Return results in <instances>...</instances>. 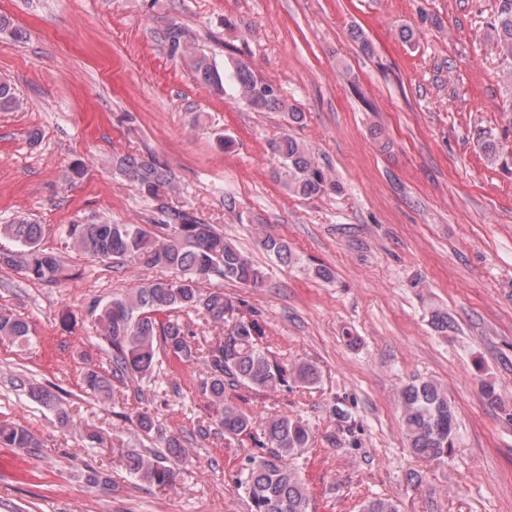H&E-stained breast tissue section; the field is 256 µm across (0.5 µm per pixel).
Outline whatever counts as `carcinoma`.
Segmentation results:
<instances>
[{
	"instance_id": "obj_1",
	"label": "carcinoma",
	"mask_w": 512,
	"mask_h": 512,
	"mask_svg": "<svg viewBox=\"0 0 512 512\" xmlns=\"http://www.w3.org/2000/svg\"><path fill=\"white\" fill-rule=\"evenodd\" d=\"M496 48L506 63V75L512 84V0L503 5L494 20ZM163 42L170 58L186 64L196 80L217 93L231 89L233 98L247 106L272 112H285L299 124L304 113L288 103L280 88L256 75L241 60L219 72L213 59L195 47L187 27L171 19L163 29ZM21 106L15 89L0 80V110ZM277 174L283 177L288 193L306 198L336 192L340 185L321 166L306 143L284 135L269 144ZM115 170L143 194L158 203L165 234L153 236L141 224H71L69 238L75 248L94 257L127 260L140 266L165 269L172 277L158 279L105 303L96 318L98 335L109 346V365L100 369L88 366L82 381L85 392L105 403L112 400V380L128 379L143 388L154 380L160 367L159 355L181 363H199L204 368L200 389L208 395L216 410V425L231 441L241 435L253 436V418L226 399V392L247 386L257 392L275 393L289 384L301 387L315 384L318 367L312 363L286 365L264 346V321L245 301L233 300L223 289L208 288L217 276L257 288L265 273L249 257L224 237L214 225L205 224L185 209L169 205L167 198L176 190V177L166 163L148 155L124 154L112 159ZM45 225L19 216L10 224H0L5 236L25 248L22 256L0 251V266H18L30 279L56 282L62 273L60 259L41 249ZM263 248L283 264H290L294 253L288 242L266 235ZM200 310L206 322L224 325L233 322L224 337L207 340L197 336L181 314ZM435 331L446 333L455 328L440 308L428 310ZM32 336L27 321L9 310L0 309V340L26 343ZM29 396L53 409L62 427L71 425L70 414L52 387L31 383ZM404 436L408 448L420 458L440 461L458 445L453 408L444 390L432 380L406 386L400 393ZM258 447L261 456L250 457L237 478L245 487L250 512H310V494L294 460L313 443L307 424L288 415H276L259 424ZM0 445L11 448H38L41 442L28 427L8 419L0 420ZM165 452L145 454L117 449L126 471L136 480L158 487L175 482L171 460L186 457L184 443L176 436L164 440ZM362 512H400L397 501L376 497L367 500Z\"/></svg>"
}]
</instances>
